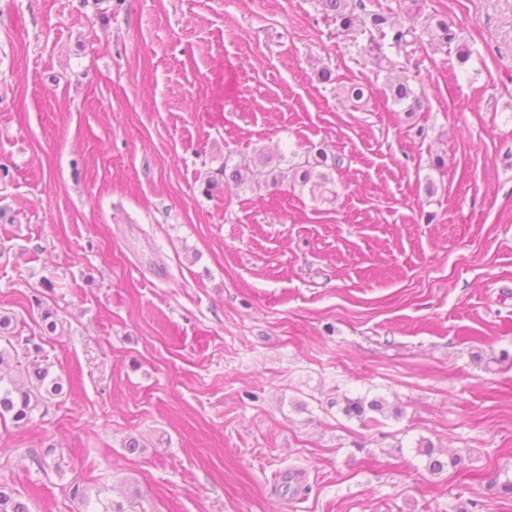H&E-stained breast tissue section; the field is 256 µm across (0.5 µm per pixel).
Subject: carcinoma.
I'll return each instance as SVG.
<instances>
[{"instance_id": "carcinoma-1", "label": "carcinoma", "mask_w": 512, "mask_h": 512, "mask_svg": "<svg viewBox=\"0 0 512 512\" xmlns=\"http://www.w3.org/2000/svg\"><path fill=\"white\" fill-rule=\"evenodd\" d=\"M325 10L332 13L336 22L347 32L358 26L359 15L355 13L350 0H324ZM371 28L380 37L392 35L395 44L418 40L414 26H404L395 20L393 9L373 12L369 16ZM423 32L429 37V43L439 47L456 44V58L466 64L471 52L467 45L457 42V35L447 21L430 17L426 19ZM392 100L398 104L408 103L406 112L421 110V101L408 81L402 80L388 85ZM265 163L263 154L244 156L235 168V179L246 183L253 181L254 173ZM330 164L338 169L343 164L340 156H328L321 150L318 157L305 156L291 166V180L301 186L309 187L313 197L325 198L330 192L329 174L317 170L320 165ZM42 330L54 334L59 325L57 312L50 307L41 309ZM54 363L50 361L43 344L36 337L24 334V328L18 327L13 318L0 314V423L11 424L17 430L27 428L35 416H45L49 408L67 394L62 376L53 372ZM386 404L381 401L365 403L362 398H344L343 412L350 418L375 422V415L385 413ZM429 458V467L433 471L446 468L458 470L464 468L463 458L459 454H450L442 461L434 457L431 444L419 448ZM105 488H92L80 482H72L67 487L70 500L76 504L77 512H129L124 505L110 499ZM0 512H30L27 502L7 482H0Z\"/></svg>"}]
</instances>
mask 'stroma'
Instances as JSON below:
<instances>
[{"label": "stroma", "instance_id": "stroma-1", "mask_svg": "<svg viewBox=\"0 0 512 512\" xmlns=\"http://www.w3.org/2000/svg\"><path fill=\"white\" fill-rule=\"evenodd\" d=\"M363 2L470 61L386 38L379 69L323 0H0V313L57 310L71 385L0 426L31 512L74 480L136 512H512V0ZM321 149L332 199L279 181ZM256 150L258 183L222 175ZM426 33L430 44L439 47H450L457 41L456 33L451 29L447 21L435 17L427 18L422 34ZM388 92L394 103L409 102L405 112H419L421 110V101L415 91L411 88L407 80H398L397 83L388 85ZM386 409V404L382 401H372L367 405L365 404V400L362 398H344V407L343 412L350 418H358L363 423L367 421L369 422H377L378 419L374 416H368L369 412L373 414H384Z\"/></svg>", "mask_w": 512, "mask_h": 512}]
</instances>
